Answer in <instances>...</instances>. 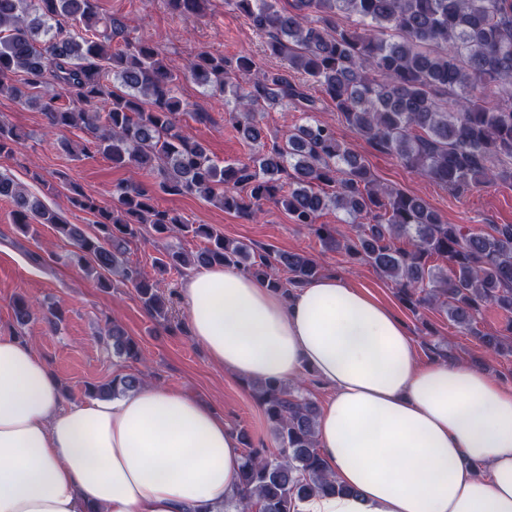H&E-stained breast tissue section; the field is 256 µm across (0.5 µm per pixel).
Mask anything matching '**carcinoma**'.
Returning <instances> with one entry per match:
<instances>
[{
    "instance_id": "1",
    "label": "carcinoma",
    "mask_w": 512,
    "mask_h": 512,
    "mask_svg": "<svg viewBox=\"0 0 512 512\" xmlns=\"http://www.w3.org/2000/svg\"><path fill=\"white\" fill-rule=\"evenodd\" d=\"M98 0H0V94L33 102L42 87L60 94L42 103L52 128L83 129L112 164L135 167L173 195H193L253 219L273 203L294 223L308 226L330 249L343 248L400 287V299L416 310L437 305L465 332L487 306L512 320V225L472 232L447 224L424 200L375 185L368 167L311 117L287 136L262 141L257 116L277 101L316 109V86L346 123L373 145L394 153L404 166L458 193L499 181L512 183V0H225L267 38L285 66L259 70L248 56L235 61L200 54L187 68L209 94L224 97L230 122L259 144L247 163L219 165L177 123L180 77L159 51L124 36V26L99 12ZM184 16L200 18L211 0H166ZM353 15L359 26L338 23ZM72 20L66 27L62 19ZM303 76L299 80L296 75ZM456 97L448 109L444 98ZM22 139L0 121V155ZM74 206L94 216L87 234L49 210L10 176L0 173V197L14 205V226L28 233L30 220L50 224L72 246L70 257L100 287L131 285L144 308L164 317L170 301L158 283L124 259V244L144 226L158 235L191 233L206 240L196 254L167 245L155 267L223 265L243 271L289 296L321 274L306 255L266 250L251 255L207 224H186L153 204L139 183H118L112 207L100 206L71 184ZM358 223V244L317 223L325 210ZM449 264L451 274L438 261ZM288 269L283 280L279 270ZM16 322L38 318L53 326L61 314L42 315L24 296L14 300ZM491 353L512 355L501 337L476 333ZM101 340L123 359L140 356L138 343L114 323ZM143 385L118 374L93 386L94 397L117 398ZM247 386L262 408L276 448H247L239 473L240 494L224 512H296L315 494H349L333 480L317 448V403L301 387L273 382Z\"/></svg>"
}]
</instances>
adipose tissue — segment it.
<instances>
[{
  "label": "adipose tissue",
  "instance_id": "adipose-tissue-1",
  "mask_svg": "<svg viewBox=\"0 0 512 512\" xmlns=\"http://www.w3.org/2000/svg\"><path fill=\"white\" fill-rule=\"evenodd\" d=\"M182 296L211 362L330 391L320 451L344 495L296 512H512V388L417 356L404 322L336 275L291 298L210 266ZM237 435L195 398L144 386L64 406L32 343L0 336V512H223L239 494Z\"/></svg>",
  "mask_w": 512,
  "mask_h": 512
}]
</instances>
